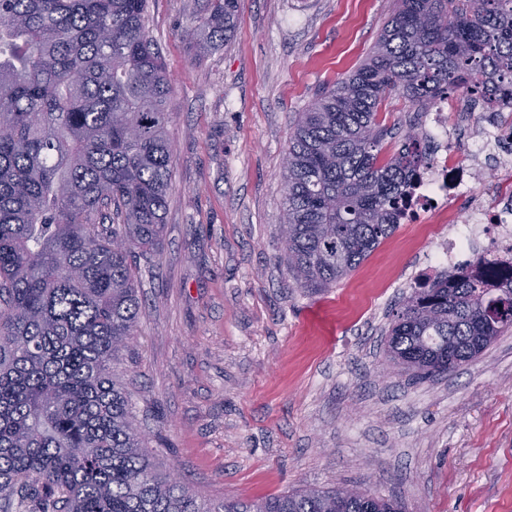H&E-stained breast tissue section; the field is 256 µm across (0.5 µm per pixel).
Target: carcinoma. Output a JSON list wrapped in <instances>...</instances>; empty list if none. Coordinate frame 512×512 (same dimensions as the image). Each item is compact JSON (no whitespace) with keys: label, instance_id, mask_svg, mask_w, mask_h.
Segmentation results:
<instances>
[{"label":"carcinoma","instance_id":"1","mask_svg":"<svg viewBox=\"0 0 512 512\" xmlns=\"http://www.w3.org/2000/svg\"><path fill=\"white\" fill-rule=\"evenodd\" d=\"M148 0H0V512H403L373 493L303 489L214 502L159 471L111 365L142 303L130 257L162 246L172 83ZM239 0H202L191 40L234 32ZM512 97V0H398L371 55L294 119L284 157L288 274L333 288L399 227L429 146L389 153L395 93ZM112 229L104 228L105 223ZM512 328V279L463 268L416 280L386 359L436 377Z\"/></svg>","mask_w":512,"mask_h":512}]
</instances>
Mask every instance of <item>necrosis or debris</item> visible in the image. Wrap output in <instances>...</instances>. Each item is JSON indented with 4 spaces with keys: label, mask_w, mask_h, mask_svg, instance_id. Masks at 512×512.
<instances>
[{
    "label": "necrosis or debris",
    "mask_w": 512,
    "mask_h": 512,
    "mask_svg": "<svg viewBox=\"0 0 512 512\" xmlns=\"http://www.w3.org/2000/svg\"><path fill=\"white\" fill-rule=\"evenodd\" d=\"M447 101L435 102L425 127L436 144L420 166L403 218L418 223L426 213L448 217V233L440 237L436 249L427 255L425 270L467 267L473 277L512 272V183H507L495 206L470 207L466 212L451 210L452 202L468 199L478 178L477 164L486 161L498 170L512 171V124L481 130L470 144L469 160L459 159L448 146Z\"/></svg>",
    "instance_id": "4bbe7bcc"
}]
</instances>
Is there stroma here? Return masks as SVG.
Masks as SVG:
<instances>
[{
  "instance_id": "35a3bbf8",
  "label": "stroma",
  "mask_w": 512,
  "mask_h": 512,
  "mask_svg": "<svg viewBox=\"0 0 512 512\" xmlns=\"http://www.w3.org/2000/svg\"><path fill=\"white\" fill-rule=\"evenodd\" d=\"M395 0H240L201 55L197 0H149L172 81L175 160L162 249L118 372L159 466L205 498L362 485L405 512H512V329L442 377H380L386 333L445 233L403 224L335 288L284 265L292 121L370 53Z\"/></svg>"
}]
</instances>
